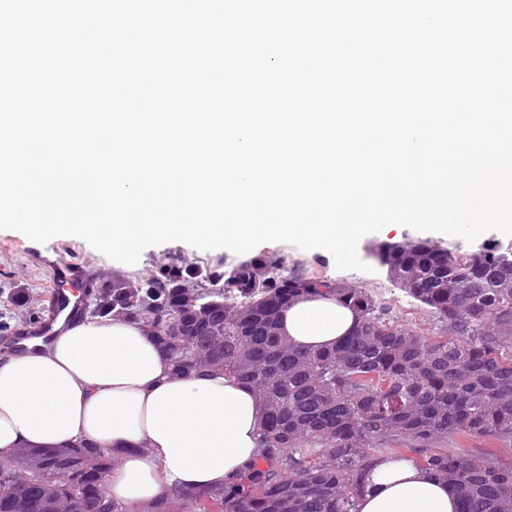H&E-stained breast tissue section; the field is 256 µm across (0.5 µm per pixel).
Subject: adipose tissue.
<instances>
[{"label": "adipose tissue", "instance_id": "1", "mask_svg": "<svg viewBox=\"0 0 512 512\" xmlns=\"http://www.w3.org/2000/svg\"><path fill=\"white\" fill-rule=\"evenodd\" d=\"M305 349L347 337L358 318L332 297H303L279 318ZM263 408L231 377L177 376L146 330L123 320L76 321L50 345L0 357V453L68 448L111 454L107 497L149 503L176 487L220 485L258 453ZM447 482L412 460L382 459L358 512H457Z\"/></svg>", "mask_w": 512, "mask_h": 512}]
</instances>
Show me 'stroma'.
<instances>
[{
  "mask_svg": "<svg viewBox=\"0 0 512 512\" xmlns=\"http://www.w3.org/2000/svg\"><path fill=\"white\" fill-rule=\"evenodd\" d=\"M30 239L14 230H0V293L19 287L26 289L31 306H39L47 288L52 287L50 268L32 256ZM62 259L88 265L100 270L102 277L121 272L128 275L147 276L161 265L182 258L200 264L223 261L225 266L239 262L233 252L203 251L180 241H171L146 248L135 265L113 262L86 241L75 236H57L47 243ZM256 254H273L284 259L289 270L307 275L345 281L366 289L383 308L387 319L434 338L441 336V324L418 301L396 285L381 267L373 271L340 270L332 254L319 249L303 250L286 242H266L255 249Z\"/></svg>",
  "mask_w": 512,
  "mask_h": 512,
  "instance_id": "stroma-1",
  "label": "stroma"
}]
</instances>
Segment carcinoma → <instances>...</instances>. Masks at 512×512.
<instances>
[{
	"label": "carcinoma",
	"mask_w": 512,
	"mask_h": 512,
	"mask_svg": "<svg viewBox=\"0 0 512 512\" xmlns=\"http://www.w3.org/2000/svg\"><path fill=\"white\" fill-rule=\"evenodd\" d=\"M367 254L448 338L394 325L365 289L288 273L275 255L227 269L181 260L89 289L93 317L141 324L176 373L235 377L264 407L255 462L222 486L175 488L154 512H357L378 461L412 448L459 512H512V457L497 452L512 449V260L429 240L380 241ZM319 295L352 308L355 330L328 348L290 344L280 312ZM455 436L491 447L459 455L444 448ZM93 454L97 468L83 469ZM111 471L112 457L86 445L19 450L0 460V512H82L85 502L134 512L106 497Z\"/></svg>",
	"instance_id": "cac0c4a2"
}]
</instances>
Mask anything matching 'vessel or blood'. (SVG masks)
Here are the masks:
<instances>
[{
  "label": "vessel or blood",
  "instance_id": "b4317fda",
  "mask_svg": "<svg viewBox=\"0 0 512 512\" xmlns=\"http://www.w3.org/2000/svg\"><path fill=\"white\" fill-rule=\"evenodd\" d=\"M40 263L48 264L52 271L53 288L50 296L52 310L50 319L34 331L16 336L15 347H22L24 342L35 339L47 342L52 340L69 322L83 315L88 296V285L94 280L92 272L75 267L63 259L48 260L46 255H39Z\"/></svg>",
  "mask_w": 512,
  "mask_h": 512
}]
</instances>
